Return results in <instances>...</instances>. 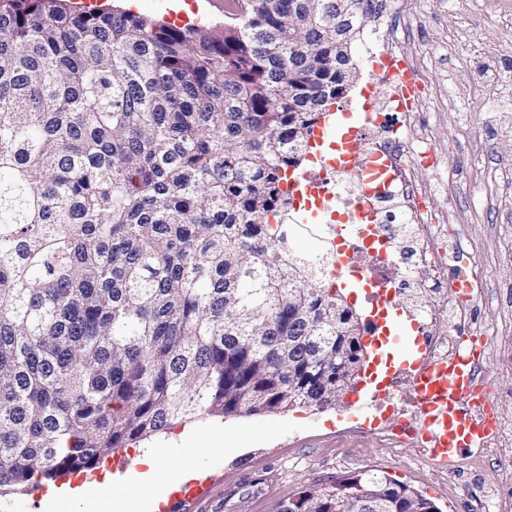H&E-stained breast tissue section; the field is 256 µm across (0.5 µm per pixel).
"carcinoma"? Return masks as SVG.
Listing matches in <instances>:
<instances>
[{
    "label": "carcinoma",
    "instance_id": "carcinoma-1",
    "mask_svg": "<svg viewBox=\"0 0 512 512\" xmlns=\"http://www.w3.org/2000/svg\"><path fill=\"white\" fill-rule=\"evenodd\" d=\"M368 4L230 0L217 29L0 0V493L180 423L343 395L363 330L292 250L281 182L284 143L353 86ZM364 491L439 512L364 474L282 512Z\"/></svg>",
    "mask_w": 512,
    "mask_h": 512
}]
</instances>
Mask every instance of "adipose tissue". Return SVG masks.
I'll return each instance as SVG.
<instances>
[{
  "instance_id": "ef3b65f1",
  "label": "adipose tissue",
  "mask_w": 512,
  "mask_h": 512,
  "mask_svg": "<svg viewBox=\"0 0 512 512\" xmlns=\"http://www.w3.org/2000/svg\"><path fill=\"white\" fill-rule=\"evenodd\" d=\"M158 456L155 450L145 452L141 469L114 480L50 490L45 500L47 512H70L75 505L80 512H149L194 475L198 461L197 454L186 455L183 469L175 474L160 465Z\"/></svg>"
}]
</instances>
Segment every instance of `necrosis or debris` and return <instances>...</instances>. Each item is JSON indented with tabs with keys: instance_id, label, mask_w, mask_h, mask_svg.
Returning a JSON list of instances; mask_svg holds the SVG:
<instances>
[{
	"instance_id": "1",
	"label": "necrosis or debris",
	"mask_w": 512,
	"mask_h": 512,
	"mask_svg": "<svg viewBox=\"0 0 512 512\" xmlns=\"http://www.w3.org/2000/svg\"><path fill=\"white\" fill-rule=\"evenodd\" d=\"M378 19L384 44L379 55V77L370 86L369 116L359 119L354 127L355 139H369L370 147L360 152L359 164L354 168L338 164L335 152L325 154L313 174L320 190L319 200L296 198L292 208L296 211L316 208L325 215L321 231L329 247L321 261L322 282L331 284L338 277L360 274L386 278L398 286L411 283L422 296L421 303L412 309L425 338L422 358L428 362H450L462 353L464 342L461 337L437 332L438 313L447 311L449 321L462 322L470 310L460 303L450 283L438 276L439 269L448 266L451 255L444 250L440 234L422 209V199L434 187L413 176L416 160L431 154L432 143L425 137L410 140L403 124L388 119L392 112L426 111L428 100L404 94L400 71L409 53L403 47L395 53L390 50L395 33L406 31L408 20L383 12ZM333 196L344 200L347 211L362 209L371 214L378 236L389 243L385 253L374 252L358 236L356 224L337 218L326 204ZM393 210L412 230L411 255L407 258L403 257L394 232L384 222ZM406 391L405 379H397L391 399L379 405L378 414L369 425L370 430L381 431L395 444L420 437L419 426L409 425L407 413L394 402L395 397Z\"/></svg>"
}]
</instances>
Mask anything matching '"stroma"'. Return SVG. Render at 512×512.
<instances>
[{"label":"stroma","mask_w":512,"mask_h":512,"mask_svg":"<svg viewBox=\"0 0 512 512\" xmlns=\"http://www.w3.org/2000/svg\"><path fill=\"white\" fill-rule=\"evenodd\" d=\"M386 11L412 20L411 56L425 75L428 111L399 116L411 135L435 137L437 165L415 176L456 183L455 193L436 190L424 206L453 213L441 232L464 242L483 280L459 334L479 356L500 417L512 423V0H387ZM488 69L501 85H484ZM373 414L344 398L321 410L196 421L202 432L224 428L223 448L199 459V480L217 481L204 512H281L302 491L355 474L387 475L440 512H478L481 492L512 501V462L498 449L466 452L443 471L420 462L413 444L369 432Z\"/></svg>","instance_id":"stroma-1"}]
</instances>
